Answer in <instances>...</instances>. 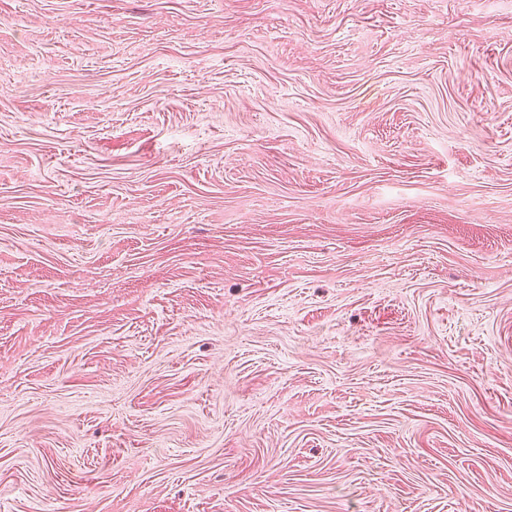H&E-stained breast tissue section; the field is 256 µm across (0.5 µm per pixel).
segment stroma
Listing matches in <instances>:
<instances>
[{
    "instance_id": "stroma-1",
    "label": "stroma",
    "mask_w": 512,
    "mask_h": 512,
    "mask_svg": "<svg viewBox=\"0 0 512 512\" xmlns=\"http://www.w3.org/2000/svg\"><path fill=\"white\" fill-rule=\"evenodd\" d=\"M0 512H512V0H0Z\"/></svg>"
}]
</instances>
